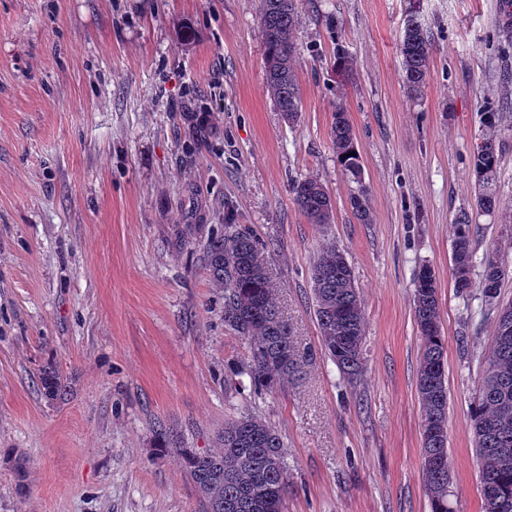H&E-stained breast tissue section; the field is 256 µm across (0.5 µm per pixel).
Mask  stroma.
Returning a JSON list of instances; mask_svg holds the SVG:
<instances>
[{
  "mask_svg": "<svg viewBox=\"0 0 512 512\" xmlns=\"http://www.w3.org/2000/svg\"><path fill=\"white\" fill-rule=\"evenodd\" d=\"M295 123L267 90L259 0H0V512H199L180 448L206 452L249 412L281 435L284 512H430L414 277L435 273L445 338L454 512H484L469 415L494 333L486 256L512 300V43L498 0H300ZM430 77L404 82L408 16ZM351 70L335 65L336 49ZM344 105L362 180L329 138ZM496 112L494 212L477 210L473 151ZM209 134L197 140L196 116ZM314 176L333 220L308 223ZM366 189L370 223L350 206ZM269 243L301 373L251 399L224 380L247 347L224 325L203 243L224 221ZM472 222V286L452 275L455 218ZM344 254L366 318L364 370L325 355L310 280ZM51 368L60 395L38 378ZM180 446L157 451L153 430ZM290 192L300 213L310 224L331 223L333 204L323 183L316 177L296 179ZM505 273L498 259L488 256L483 262V273L481 288L486 301H493L499 298L502 281Z\"/></svg>",
  "mask_w": 512,
  "mask_h": 512,
  "instance_id": "stroma-1",
  "label": "stroma"
}]
</instances>
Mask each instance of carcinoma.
<instances>
[{"label": "carcinoma", "mask_w": 512, "mask_h": 512, "mask_svg": "<svg viewBox=\"0 0 512 512\" xmlns=\"http://www.w3.org/2000/svg\"><path fill=\"white\" fill-rule=\"evenodd\" d=\"M300 25L298 0H260L259 29L266 45L268 91L275 108L292 123L301 112V93L295 68L296 32ZM405 83L418 92L430 75L431 38L421 24L410 19L400 42ZM489 133L477 145L473 170L480 193L477 206L497 208L495 193L498 149L494 113H488ZM342 170L361 175V154L342 104H336L329 132ZM290 192L310 224H329L333 204L323 183L315 177L296 179ZM356 218L370 222L365 192L350 201ZM267 244L231 220L211 233L204 246L206 268L213 285L224 290V326L245 340L247 361L236 365L229 383L236 393L261 396L281 388L299 372L300 355L288 321L282 315L268 262ZM455 288L471 286L472 238L469 215L455 219L453 242ZM505 273L498 259L483 262L481 288L488 301L499 298ZM315 313L322 347L339 372L354 380L363 369L365 314L353 270L334 246L319 250L311 270ZM415 320L422 340L417 391L424 416L422 457L436 459L422 465L431 512H452L448 502L450 468L447 449L448 386L445 343L441 333L436 279L423 265L415 280ZM470 416L476 457L481 468V491L490 490L494 501H484L485 512H512V413L502 411L503 399L512 403V335L492 337L483 377ZM46 395L61 391L60 377L44 371ZM185 470L192 478L202 512H282L288 494V468L281 436L256 415L243 413L224 422L216 448L199 453L181 449Z\"/></svg>", "instance_id": "obj_1"}]
</instances>
